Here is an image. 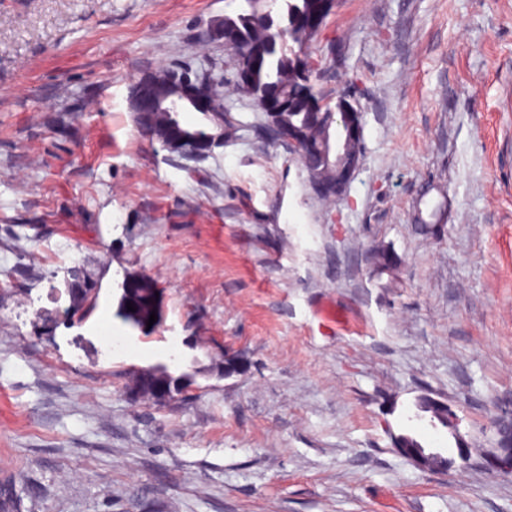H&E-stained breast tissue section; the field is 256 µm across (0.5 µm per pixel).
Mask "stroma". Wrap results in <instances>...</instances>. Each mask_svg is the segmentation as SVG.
Here are the masks:
<instances>
[{"label":"stroma","mask_w":512,"mask_h":512,"mask_svg":"<svg viewBox=\"0 0 512 512\" xmlns=\"http://www.w3.org/2000/svg\"><path fill=\"white\" fill-rule=\"evenodd\" d=\"M246 8L0 0V499L512 512V475L414 417L441 395L489 448L512 404V0H337L309 51L319 93L357 103L364 150L331 203L202 44ZM175 64L228 88L224 142L199 159L129 110L133 81ZM76 271L100 284L84 319L63 315ZM129 282L156 322L129 318ZM161 363L183 392L133 397ZM398 434L453 467L418 468Z\"/></svg>","instance_id":"stroma-1"}]
</instances>
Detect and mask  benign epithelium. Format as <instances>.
I'll list each match as a JSON object with an SVG mask.
<instances>
[{
  "label": "benign epithelium",
  "instance_id": "1",
  "mask_svg": "<svg viewBox=\"0 0 512 512\" xmlns=\"http://www.w3.org/2000/svg\"><path fill=\"white\" fill-rule=\"evenodd\" d=\"M323 5L303 12L298 10L290 16L292 24L285 32L294 35L306 33L313 35L319 31L327 15V6L335 0H322ZM211 37L224 45V50L233 55L240 63L236 66L234 84L245 93L257 96V104L269 116L274 117L288 104V97L278 90H269L256 95L253 85V73L259 58L241 41L239 30L219 20L211 24ZM131 111L141 115L147 111H165L171 113V133L161 143L166 148L178 145L188 155L208 154L212 148L224 143V122L215 124V132L206 139L198 140L184 130L179 114L189 109L195 112L213 114L224 108L215 94V82L210 77L189 68L180 71L163 68L161 73L152 72L137 79L129 99ZM337 115L340 119L331 126L329 134L320 145L313 147L298 133H288V144L293 147L298 158L314 159L315 164L305 168L308 177L323 197L340 196L347 189L360 166L363 153L364 126L362 112L347 97L336 99ZM335 163L333 180L322 177L320 166ZM139 391L159 398H168L167 386L157 382L152 373L143 371L137 379ZM431 410L436 420L447 422L456 438L458 455L469 460L477 456L481 463L491 464L499 470L512 469V410L506 409L495 421L499 436L498 443L492 448H482L466 440L458 429V420L448 402L441 398L426 395L421 398ZM395 447L411 462L429 471H443L451 467L452 462H443L434 453L423 455L408 447L403 438L395 440Z\"/></svg>",
  "mask_w": 512,
  "mask_h": 512
}]
</instances>
